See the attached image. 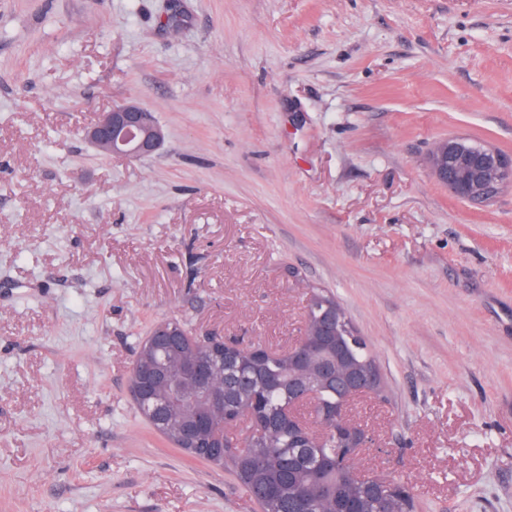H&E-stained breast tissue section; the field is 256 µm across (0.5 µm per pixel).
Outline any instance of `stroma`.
<instances>
[{
  "label": "stroma",
  "instance_id": "obj_1",
  "mask_svg": "<svg viewBox=\"0 0 512 512\" xmlns=\"http://www.w3.org/2000/svg\"><path fill=\"white\" fill-rule=\"evenodd\" d=\"M136 99L148 157L83 136ZM512 0H0V512H260L129 396L158 322L285 348L334 293L386 396L365 475L417 512H512ZM428 163L439 183L470 203H489L506 185L511 186L512 155L469 137L452 136L438 141Z\"/></svg>",
  "mask_w": 512,
  "mask_h": 512
}]
</instances>
